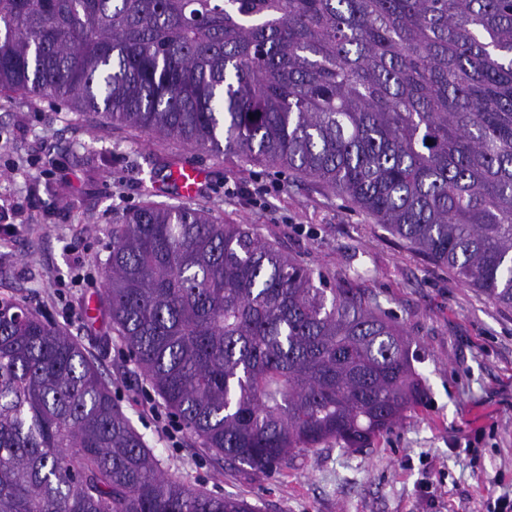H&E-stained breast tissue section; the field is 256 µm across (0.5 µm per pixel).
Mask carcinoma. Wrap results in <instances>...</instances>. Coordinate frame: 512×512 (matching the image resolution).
<instances>
[{
    "label": "carcinoma",
    "mask_w": 512,
    "mask_h": 512,
    "mask_svg": "<svg viewBox=\"0 0 512 512\" xmlns=\"http://www.w3.org/2000/svg\"><path fill=\"white\" fill-rule=\"evenodd\" d=\"M310 177L512 310V0H0V95ZM103 303L229 466L366 447L427 394L404 329L251 224L113 221ZM0 512H258L163 473L91 355L0 298Z\"/></svg>",
    "instance_id": "cac0c4a2"
}]
</instances>
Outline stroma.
I'll return each mask as SVG.
<instances>
[{"label":"stroma","mask_w":512,"mask_h":512,"mask_svg":"<svg viewBox=\"0 0 512 512\" xmlns=\"http://www.w3.org/2000/svg\"><path fill=\"white\" fill-rule=\"evenodd\" d=\"M207 172L191 207L250 224L333 284L368 291L403 326L427 395L353 451L328 443L254 475L224 467L175 421L99 305L116 215L181 204L170 169ZM0 296L67 330L165 474L260 512H489L512 493V311L291 172L214 157L43 99L0 97Z\"/></svg>","instance_id":"1"}]
</instances>
